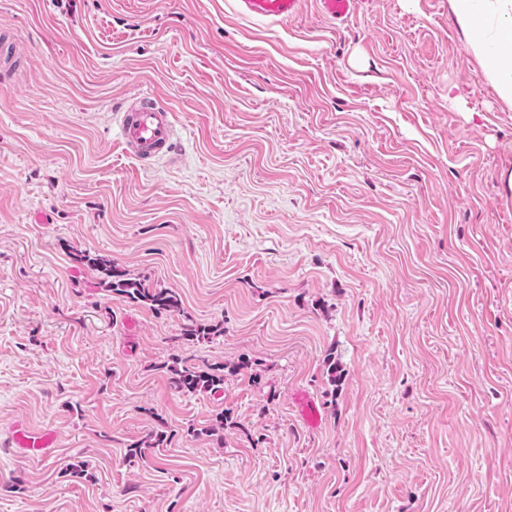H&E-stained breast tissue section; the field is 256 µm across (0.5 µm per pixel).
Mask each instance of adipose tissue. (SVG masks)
<instances>
[{"label":"adipose tissue","mask_w":512,"mask_h":512,"mask_svg":"<svg viewBox=\"0 0 512 512\" xmlns=\"http://www.w3.org/2000/svg\"><path fill=\"white\" fill-rule=\"evenodd\" d=\"M450 6L463 28L484 19L483 36L470 46L498 98L512 107V0H450Z\"/></svg>","instance_id":"1"}]
</instances>
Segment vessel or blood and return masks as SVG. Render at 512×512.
I'll return each mask as SVG.
<instances>
[{
  "instance_id": "b4317fda",
  "label": "vessel or blood",
  "mask_w": 512,
  "mask_h": 512,
  "mask_svg": "<svg viewBox=\"0 0 512 512\" xmlns=\"http://www.w3.org/2000/svg\"><path fill=\"white\" fill-rule=\"evenodd\" d=\"M238 13L245 18L285 21L298 14L305 0H236ZM361 0H317L321 15L343 22L354 16ZM123 146L141 167H149L175 155L176 130L169 106L142 95L117 114ZM55 446V436L48 430H35L25 423L15 426L14 447L18 456L47 457Z\"/></svg>"
}]
</instances>
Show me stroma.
I'll use <instances>...</instances> for the list:
<instances>
[{"label": "stroma", "instance_id": "obj_1", "mask_svg": "<svg viewBox=\"0 0 512 512\" xmlns=\"http://www.w3.org/2000/svg\"><path fill=\"white\" fill-rule=\"evenodd\" d=\"M0 26V512H512V108L448 0H0ZM141 91L179 137L149 168L113 120ZM199 356L223 391L173 388ZM20 422L51 456L15 455ZM241 17L285 21L298 14L304 0H236ZM362 0H317L321 15L330 21L345 22L354 16ZM73 260L96 271L103 285L113 294L148 307L159 314L173 313L181 309V297L176 291L153 287L133 278L129 273L118 269L109 259L81 253L74 255Z\"/></svg>", "mask_w": 512, "mask_h": 512}]
</instances>
